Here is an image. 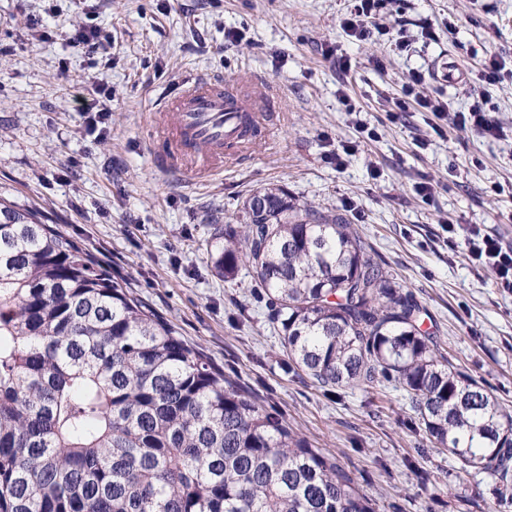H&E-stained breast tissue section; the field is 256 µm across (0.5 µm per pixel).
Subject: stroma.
Here are the masks:
<instances>
[{
    "label": "stroma",
    "mask_w": 512,
    "mask_h": 512,
    "mask_svg": "<svg viewBox=\"0 0 512 512\" xmlns=\"http://www.w3.org/2000/svg\"><path fill=\"white\" fill-rule=\"evenodd\" d=\"M349 0H0V199L35 209L106 261L154 311L225 374L273 406L313 447L336 455L376 512H512L493 478L434 448L395 382L326 390L289 369L280 334L247 270L224 281L207 241L240 224L248 198L280 185L301 204L333 208L354 224L397 285L429 312L424 327L450 362L512 413V294L492 274L451 255L445 222L476 224L512 246V79L488 87L503 139L445 129L433 116L390 115L410 72L451 110L493 54L512 55V0H394L412 36L358 42L341 28ZM49 22L33 40L31 19ZM99 26L112 61L71 47L75 27ZM431 26L426 38L423 26ZM237 35L228 41L227 32ZM352 63L341 74L324 51ZM454 61L466 77L437 78ZM110 116L89 130L78 95L100 70ZM233 83L256 78L280 94L275 139L207 181L152 157L159 93L186 73ZM378 138L358 142L356 120ZM357 142L336 167L327 155ZM430 183L431 199L416 187Z\"/></svg>",
    "instance_id": "35a3bbf8"
}]
</instances>
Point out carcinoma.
Instances as JSON below:
<instances>
[{
    "mask_svg": "<svg viewBox=\"0 0 512 512\" xmlns=\"http://www.w3.org/2000/svg\"><path fill=\"white\" fill-rule=\"evenodd\" d=\"M212 253L246 268L288 365L345 389L381 376L428 439L512 504V416L456 370L349 220L260 191ZM0 512H375L336 457L35 210L0 200Z\"/></svg>",
    "mask_w": 512,
    "mask_h": 512,
    "instance_id": "cac0c4a2",
    "label": "carcinoma"
}]
</instances>
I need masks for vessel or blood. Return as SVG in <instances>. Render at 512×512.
<instances>
[{"label": "vessel or blood", "mask_w": 512, "mask_h": 512, "mask_svg": "<svg viewBox=\"0 0 512 512\" xmlns=\"http://www.w3.org/2000/svg\"><path fill=\"white\" fill-rule=\"evenodd\" d=\"M275 105L255 79L228 88L216 79L187 76L177 96L162 100L165 117L151 127L154 160L171 171L212 176L225 162L244 160L257 145L269 142L264 113Z\"/></svg>", "instance_id": "obj_1"}]
</instances>
